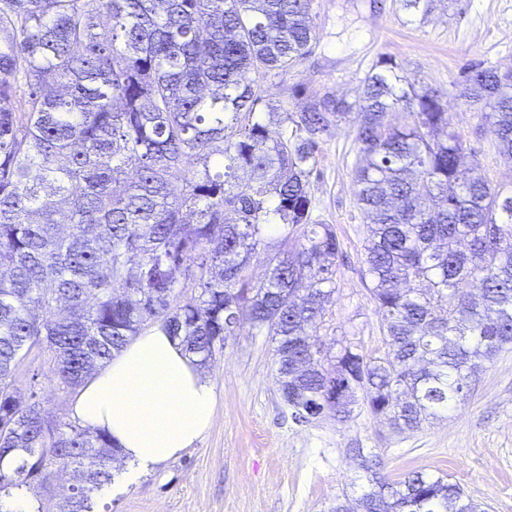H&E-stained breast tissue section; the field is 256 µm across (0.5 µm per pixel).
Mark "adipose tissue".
I'll use <instances>...</instances> for the list:
<instances>
[{
    "label": "adipose tissue",
    "instance_id": "adipose-tissue-1",
    "mask_svg": "<svg viewBox=\"0 0 512 512\" xmlns=\"http://www.w3.org/2000/svg\"><path fill=\"white\" fill-rule=\"evenodd\" d=\"M215 411L211 379L159 325L134 336L70 403L73 418L106 432L119 450L123 467L111 487L115 494L191 448Z\"/></svg>",
    "mask_w": 512,
    "mask_h": 512
}]
</instances>
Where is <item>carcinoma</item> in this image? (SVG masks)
<instances>
[{
	"instance_id": "1",
	"label": "carcinoma",
	"mask_w": 512,
	"mask_h": 512,
	"mask_svg": "<svg viewBox=\"0 0 512 512\" xmlns=\"http://www.w3.org/2000/svg\"><path fill=\"white\" fill-rule=\"evenodd\" d=\"M311 6L0 0V512L69 466L81 483L30 512H93L115 470L107 434L64 430L14 388L35 349L73 392L149 326L205 368L248 322L275 341L276 382L298 420L345 422L361 402L403 432L459 403L512 344V187L477 167L460 178L464 148L439 91L381 65L354 103L313 96L276 128L257 114V76L310 53ZM461 96L487 108L511 164L512 81L473 65ZM401 103L412 121L393 126ZM350 115L383 358L350 345L329 356L316 335L338 247L331 225L311 222L309 178L319 141ZM272 239L281 249L255 280L250 261ZM185 288L199 294L183 304ZM349 453L372 488L359 510L332 512H482L457 484L420 472L391 482L363 449Z\"/></svg>"
}]
</instances>
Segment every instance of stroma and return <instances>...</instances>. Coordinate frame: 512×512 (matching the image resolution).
<instances>
[{
	"label": "stroma",
	"instance_id": "obj_1",
	"mask_svg": "<svg viewBox=\"0 0 512 512\" xmlns=\"http://www.w3.org/2000/svg\"><path fill=\"white\" fill-rule=\"evenodd\" d=\"M312 17L311 56L288 73L261 75L264 101L284 112L315 95L352 102L366 74L389 60L417 88L443 93L452 128L489 182L512 183V165L498 152L483 105L459 97L470 65L512 68V0H435L426 15L404 10L401 0H313ZM359 161L348 117L321 141L310 177L312 217L333 225L339 243L336 291L317 334L332 350L349 344L381 357L385 336L363 275ZM274 361L271 337L242 324L208 366L217 394L209 432L123 493H102L96 512H331L371 488L348 455L352 448L378 456L390 481L422 472L459 484L484 512H512V345L486 363L464 402L403 433L361 405L345 423L295 421L275 382ZM52 368L49 354L32 352L15 384L68 423L69 397L58 390Z\"/></svg>",
	"mask_w": 512,
	"mask_h": 512
}]
</instances>
